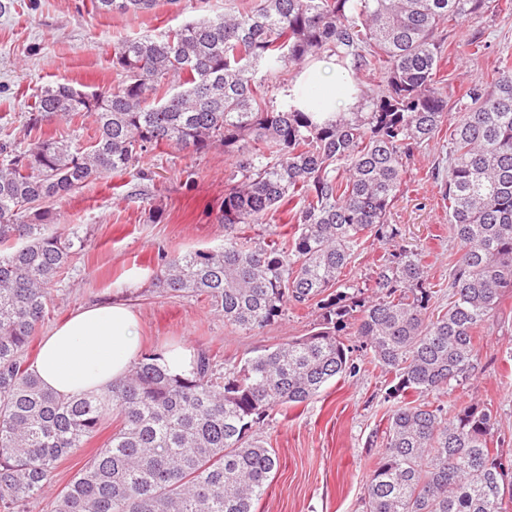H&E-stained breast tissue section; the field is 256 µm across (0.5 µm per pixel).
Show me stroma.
I'll return each instance as SVG.
<instances>
[{
    "label": "stroma",
    "instance_id": "stroma-1",
    "mask_svg": "<svg viewBox=\"0 0 512 512\" xmlns=\"http://www.w3.org/2000/svg\"><path fill=\"white\" fill-rule=\"evenodd\" d=\"M254 2L181 0L174 6L161 0L150 12L123 15L97 13L91 0H14L0 16V137L26 148L30 106L45 85L68 83L90 91L117 84L111 64L117 41L220 15L228 6L244 10ZM475 34L484 48L471 56L466 41ZM441 36L460 53L442 69L443 91L455 113L462 111L470 85L489 81L502 62H512V11L465 19ZM447 157V141L422 146L388 214L389 223L401 229L402 244L428 250L429 281L443 302L456 246L433 170ZM232 163L220 149L191 157L163 147L141 172L108 175L63 200L59 221L73 225L85 247L58 277L53 305L35 340L81 307L112 298L136 311L143 351L203 350L225 372L310 334L319 320L314 305L245 333L211 314L206 296H172L153 283L159 253L223 244L218 216ZM345 342L361 364L356 376L333 380L308 403L282 408L260 422L258 434L275 450L279 468L254 512H362L365 479L381 456L374 440L386 426L390 405L384 400L385 377L367 363L361 339L349 336ZM476 363L474 375L455 394L472 403L493 402L495 438L503 455L512 458V293L483 334Z\"/></svg>",
    "mask_w": 512,
    "mask_h": 512
}]
</instances>
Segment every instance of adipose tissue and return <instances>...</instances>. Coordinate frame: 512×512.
Listing matches in <instances>:
<instances>
[{
    "label": "adipose tissue",
    "instance_id": "obj_1",
    "mask_svg": "<svg viewBox=\"0 0 512 512\" xmlns=\"http://www.w3.org/2000/svg\"><path fill=\"white\" fill-rule=\"evenodd\" d=\"M299 84L318 86L331 112L358 104L355 85L344 69L332 76L305 70ZM138 316L126 302L111 300L80 308L44 337L31 369L41 385L60 396L101 393L124 380L140 353Z\"/></svg>",
    "mask_w": 512,
    "mask_h": 512
}]
</instances>
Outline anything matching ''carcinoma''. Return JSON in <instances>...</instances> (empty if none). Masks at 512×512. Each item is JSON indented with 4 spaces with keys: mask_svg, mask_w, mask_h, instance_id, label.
Returning <instances> with one entry per match:
<instances>
[{
    "mask_svg": "<svg viewBox=\"0 0 512 512\" xmlns=\"http://www.w3.org/2000/svg\"><path fill=\"white\" fill-rule=\"evenodd\" d=\"M92 4L136 15L157 0ZM511 9L512 0H255L119 41L113 87H42L29 146L0 143V507L23 512L44 498L50 512H253L279 467L254 426L357 375L346 335L362 338L390 376L364 512H512V461L491 447L493 404L437 399L475 371L477 340L512 290V65L469 87L453 116L439 92V30ZM324 56L351 74L354 111L266 104L260 71ZM78 116L95 126L87 148L42 131ZM445 127L448 160L437 174L457 245L448 303L434 301L424 253L403 244L380 257L369 284L376 298L353 302L345 269L366 240L398 238L387 213L406 163ZM162 145L190 155L222 147L240 179L224 192V245L162 255L158 286L206 296L215 315L248 333L312 304L321 320L228 374L203 351L179 374L165 353L146 352L108 391L58 396L27 360L50 290L84 246L57 223L54 204ZM285 204L295 222L288 240L245 235ZM109 418L119 428L55 491L58 462Z\"/></svg>",
    "mask_w": 512,
    "mask_h": 512,
    "instance_id": "carcinoma-1",
    "label": "carcinoma"
}]
</instances>
